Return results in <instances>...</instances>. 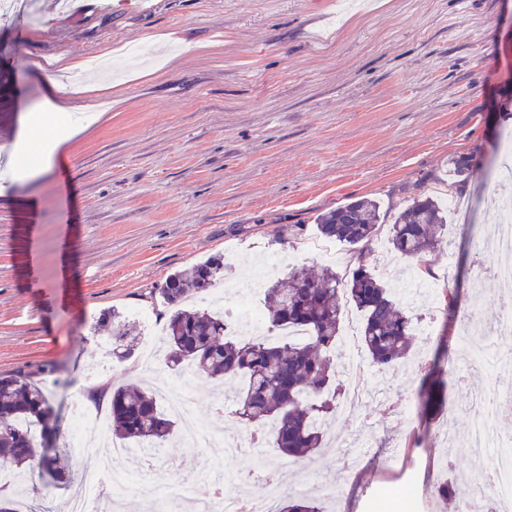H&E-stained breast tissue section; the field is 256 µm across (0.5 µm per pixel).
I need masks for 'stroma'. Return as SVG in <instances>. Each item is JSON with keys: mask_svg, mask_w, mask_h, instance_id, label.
Here are the masks:
<instances>
[{"mask_svg": "<svg viewBox=\"0 0 512 512\" xmlns=\"http://www.w3.org/2000/svg\"><path fill=\"white\" fill-rule=\"evenodd\" d=\"M51 2L37 0L21 33L0 18V150L50 136L29 122L54 93L48 75L74 60L108 69L79 78L68 119L80 132L52 167L0 179V374H31L49 393L69 470H96L112 443L108 410L89 406L97 441L66 445L70 402L107 339L104 312H148L138 329L151 335L169 315L154 288L217 254L224 286L237 289L287 273L263 268L271 253L348 273L346 247L318 251L316 216L363 197L397 211L446 192L464 154L469 218L448 213L428 258L437 288L407 294L417 264L393 257L388 227L368 257L433 336H417L396 369L340 370L362 396L343 394L334 446L288 469L276 451L259 464L283 488L310 482L326 512H439L432 489L445 479L474 501L476 473L500 450L481 460L464 444L467 406L477 391L512 397V375L463 366L455 341L460 316L488 310L497 288L487 240L499 223L501 137L512 133V0H76L71 13ZM445 287L459 295L457 314L441 304ZM430 370L447 380L455 415L422 411ZM230 396L224 381L201 378L198 415L211 433L254 436ZM208 458L229 491L257 464L174 435L148 478L164 496L192 486ZM68 489L38 476L11 506L63 512Z\"/></svg>", "mask_w": 512, "mask_h": 512, "instance_id": "stroma-1", "label": "stroma"}]
</instances>
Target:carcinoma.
Returning <instances> with one entry per match:
<instances>
[{
	"instance_id": "obj_1",
	"label": "carcinoma",
	"mask_w": 512,
	"mask_h": 512,
	"mask_svg": "<svg viewBox=\"0 0 512 512\" xmlns=\"http://www.w3.org/2000/svg\"><path fill=\"white\" fill-rule=\"evenodd\" d=\"M383 221L373 200L348 202L317 217L325 240L348 247L355 268L340 276L329 267L313 273L293 266L265 292V321L270 335L240 339L226 334L224 316L209 307L187 308L224 279V256H212L189 270L175 271L157 288L173 312L164 327L165 360L169 367L191 366L200 375L237 386L234 414L245 422L269 423L273 448L299 461L326 446L328 418L338 409L341 384L336 376L340 326L350 303L361 313V340L374 367H395L412 350L413 316L396 299L366 261V252ZM447 223L445 208L433 197L413 200L393 217L391 251L411 261H425L439 245ZM110 328L112 355L127 359L137 347V326L119 313L103 315ZM447 383L432 374L422 380L426 406L446 407ZM51 398L28 376L0 377V467L26 477L42 469L66 476L63 454L33 453L44 436ZM112 435L132 446L162 448L176 421L160 407L158 396L136 384L112 390ZM433 494L447 505L456 503L451 482L434 486ZM277 512H324L319 499L283 495Z\"/></svg>"
}]
</instances>
